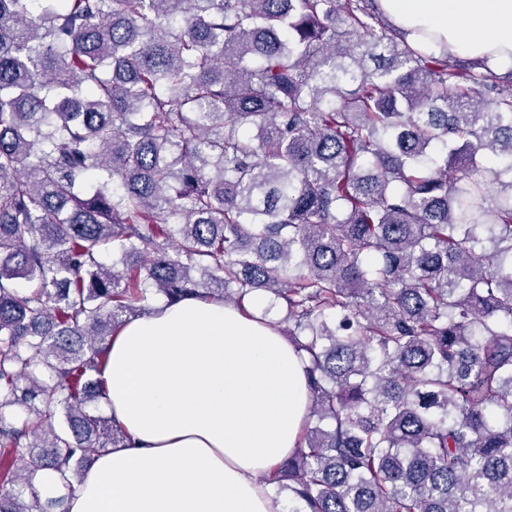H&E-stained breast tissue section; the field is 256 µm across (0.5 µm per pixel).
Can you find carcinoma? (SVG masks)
<instances>
[{
	"instance_id": "carcinoma-1",
	"label": "carcinoma",
	"mask_w": 512,
	"mask_h": 512,
	"mask_svg": "<svg viewBox=\"0 0 512 512\" xmlns=\"http://www.w3.org/2000/svg\"><path fill=\"white\" fill-rule=\"evenodd\" d=\"M430 39L380 0H0V512L123 441L130 317L257 292L310 394L289 512H512V75Z\"/></svg>"
}]
</instances>
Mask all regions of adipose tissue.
I'll return each mask as SVG.
<instances>
[{
  "label": "adipose tissue",
  "instance_id": "obj_1",
  "mask_svg": "<svg viewBox=\"0 0 512 512\" xmlns=\"http://www.w3.org/2000/svg\"><path fill=\"white\" fill-rule=\"evenodd\" d=\"M406 31L451 54L512 62V0H381ZM220 302L160 301L113 337L104 406L123 430L66 501L68 512H283L268 477L307 412L303 363L257 316Z\"/></svg>",
  "mask_w": 512,
  "mask_h": 512
}]
</instances>
